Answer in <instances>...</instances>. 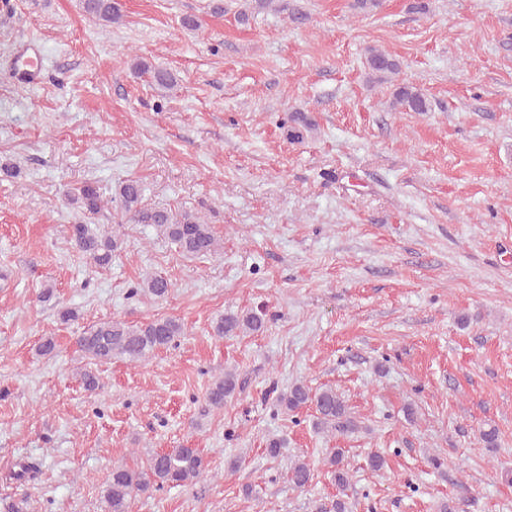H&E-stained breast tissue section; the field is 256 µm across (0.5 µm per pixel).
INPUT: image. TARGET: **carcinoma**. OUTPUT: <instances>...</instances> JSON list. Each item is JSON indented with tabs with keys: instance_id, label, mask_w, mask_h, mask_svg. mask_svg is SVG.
Instances as JSON below:
<instances>
[{
	"instance_id": "obj_1",
	"label": "carcinoma",
	"mask_w": 512,
	"mask_h": 512,
	"mask_svg": "<svg viewBox=\"0 0 512 512\" xmlns=\"http://www.w3.org/2000/svg\"><path fill=\"white\" fill-rule=\"evenodd\" d=\"M82 7L87 15L104 26L117 23L122 18L116 0H82ZM366 62L376 72L395 74L399 70V63L391 55L375 48L368 49ZM133 70L140 74H150L154 85L161 90H170L176 85L173 75L163 68L138 61L133 64ZM392 106L410 112L430 110L427 98L415 87L407 84L396 88ZM117 197L119 210L126 222L154 226L157 234L176 245L183 255L207 257L217 254L221 249L211 225L201 216L146 204L140 181H124L119 187ZM65 198L69 204L77 206L86 214L94 215L102 209L98 188L90 183L67 190ZM69 235L78 258L94 267L110 264L114 253L120 247L116 236L100 232L96 224H72ZM172 288L174 284L170 279L154 273L143 278L139 291L162 300L169 296ZM264 328V315L255 311L226 312L212 325L213 335L218 338L259 333ZM185 333L184 324L174 317H155L134 324L107 320L88 328L77 337L76 344L87 364L91 366L114 359L139 363L159 350L175 345ZM238 387L237 375L227 370L214 378L209 385L206 402L212 409L221 410L224 402L236 393ZM276 403L288 412H295L308 404L313 405L316 414L313 427L319 433L347 434L359 429V424L350 417L344 399L331 388L314 392L304 383L295 382L278 393ZM265 450L269 457L277 459L287 452L288 440L284 437H271L266 440ZM342 461L343 449H329L325 462L331 468L338 493L333 498L316 501L313 512H351L348 502L350 480L348 472L342 468ZM206 470L207 463L200 449L185 446L153 454L141 470L117 465L112 468L103 490L106 512H130L131 501L150 490L169 486H194ZM40 473L38 464L20 461L17 469L9 472L7 478L22 484L37 480ZM313 478V469L306 462L297 461L289 467L288 479L297 489L308 487Z\"/></svg>"
}]
</instances>
